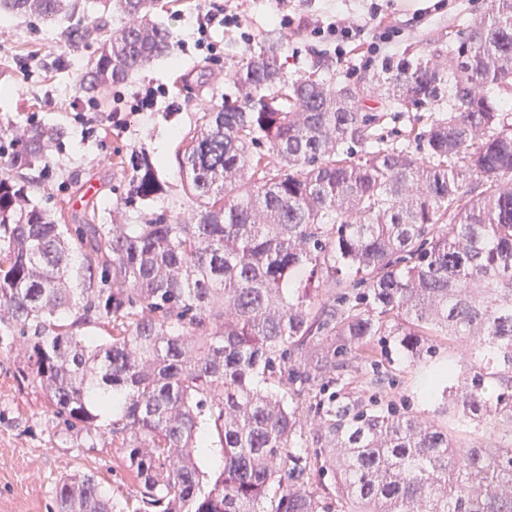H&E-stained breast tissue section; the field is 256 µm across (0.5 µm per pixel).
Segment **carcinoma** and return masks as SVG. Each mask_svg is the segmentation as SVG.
Segmentation results:
<instances>
[{"label": "carcinoma", "instance_id": "cac0c4a2", "mask_svg": "<svg viewBox=\"0 0 512 512\" xmlns=\"http://www.w3.org/2000/svg\"><path fill=\"white\" fill-rule=\"evenodd\" d=\"M155 2L112 0L135 20L119 28L75 0L0 12L95 45L92 92L172 54ZM437 42L436 66L386 58L330 91L288 80L269 35L232 75L240 103L202 112L178 157L184 220L45 209L67 131L0 120V346L22 343L68 434L94 440L112 395L135 482L118 500L62 479L53 512H512V113L488 94L512 95V0ZM422 109L415 150L385 139L387 112ZM117 164L124 208L169 192L146 150ZM440 338L464 353L432 388L453 430L351 387L359 361L391 375L377 347L411 364Z\"/></svg>", "mask_w": 512, "mask_h": 512}]
</instances>
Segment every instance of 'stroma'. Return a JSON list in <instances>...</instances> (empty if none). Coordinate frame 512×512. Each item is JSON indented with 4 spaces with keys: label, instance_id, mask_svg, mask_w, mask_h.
<instances>
[{
    "label": "stroma",
    "instance_id": "1",
    "mask_svg": "<svg viewBox=\"0 0 512 512\" xmlns=\"http://www.w3.org/2000/svg\"><path fill=\"white\" fill-rule=\"evenodd\" d=\"M404 0H160L158 21L175 36L172 55L135 74L125 84L84 92L82 79L91 46L73 43L53 22L0 13V116L21 122L65 126L67 137L53 155V191L47 206L79 212L89 198L106 209L120 205L128 180L116 156L141 148L160 162L169 192L125 221L141 223L162 211L187 215L176 154L193 133L199 112L240 98L231 80L235 69L264 44L268 31L280 35L289 78L319 71L328 87L359 80L380 68L383 59L412 54L430 59L438 34L465 27L490 9L491 0H436L432 8L411 12ZM235 14L236 24L220 17ZM214 24L199 31L204 15ZM364 26L344 59L322 27L334 22ZM153 88L156 105L138 114L137 97ZM121 113L123 125L112 121ZM462 349L441 341L434 354L379 385L356 379L364 397L407 407L425 418L446 422L428 402L425 384L440 368L459 361ZM21 345L0 348V512H51L58 482L74 474L98 477L105 494L128 495L130 472L112 446L111 415L98 419L93 447H79L62 433L42 391L19 384Z\"/></svg>",
    "mask_w": 512,
    "mask_h": 512
}]
</instances>
